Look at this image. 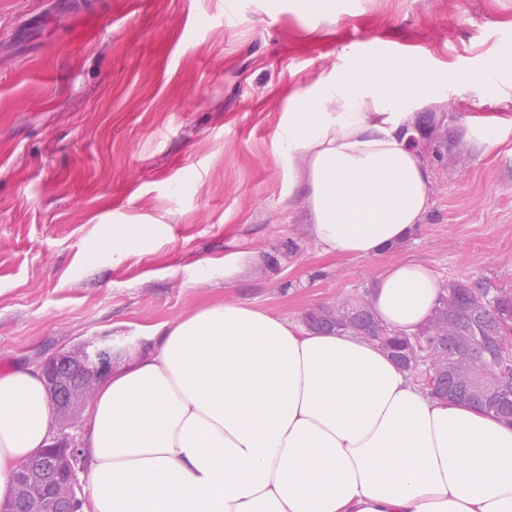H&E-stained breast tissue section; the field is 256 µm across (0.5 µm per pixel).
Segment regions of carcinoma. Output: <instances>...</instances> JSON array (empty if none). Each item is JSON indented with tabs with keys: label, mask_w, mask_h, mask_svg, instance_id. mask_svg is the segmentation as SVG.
<instances>
[{
	"label": "carcinoma",
	"mask_w": 512,
	"mask_h": 512,
	"mask_svg": "<svg viewBox=\"0 0 512 512\" xmlns=\"http://www.w3.org/2000/svg\"><path fill=\"white\" fill-rule=\"evenodd\" d=\"M507 305L512 306V288L484 278L453 280L440 285L437 310L444 320L411 334H396L376 321L365 295L313 309L305 322L314 331L331 332L343 320L348 333L392 351L419 384L420 371L404 361V354L418 349L437 354L448 370L439 373L430 395L471 404L512 423V364L502 361L512 353V344L501 335Z\"/></svg>",
	"instance_id": "1"
}]
</instances>
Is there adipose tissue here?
Instances as JSON below:
<instances>
[{"label":"adipose tissue","instance_id":"adipose-tissue-1","mask_svg":"<svg viewBox=\"0 0 512 512\" xmlns=\"http://www.w3.org/2000/svg\"><path fill=\"white\" fill-rule=\"evenodd\" d=\"M445 77L406 56L364 59L336 88L290 97L281 154L302 162V219L323 252L401 245L434 204L394 103ZM438 295L404 260L377 279V319L410 333ZM87 407L85 512H512V424L433 398L386 352L246 301L163 325ZM51 430L40 372L0 373V501Z\"/></svg>","mask_w":512,"mask_h":512}]
</instances>
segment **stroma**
Listing matches in <instances>:
<instances>
[{"label": "stroma", "instance_id": "obj_1", "mask_svg": "<svg viewBox=\"0 0 512 512\" xmlns=\"http://www.w3.org/2000/svg\"><path fill=\"white\" fill-rule=\"evenodd\" d=\"M368 44L458 79L397 106L432 212L399 247L347 259L301 223L277 135L289 95L336 85ZM509 56L512 0H0V371L86 340L145 344L225 301L299 322L409 257L441 282L512 288V69L475 77ZM131 224L164 233L105 248Z\"/></svg>", "mask_w": 512, "mask_h": 512}]
</instances>
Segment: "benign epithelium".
Masks as SVG:
<instances>
[{
    "mask_svg": "<svg viewBox=\"0 0 512 512\" xmlns=\"http://www.w3.org/2000/svg\"><path fill=\"white\" fill-rule=\"evenodd\" d=\"M138 346L137 342L84 341L39 362L57 427L35 459H50L52 468L47 474L32 469L16 471V493L0 502V512H82L84 499L77 471L83 469V412L92 395L76 388L73 374L80 370L96 376L110 374L118 366V350Z\"/></svg>",
    "mask_w": 512,
    "mask_h": 512,
    "instance_id": "1",
    "label": "benign epithelium"
}]
</instances>
